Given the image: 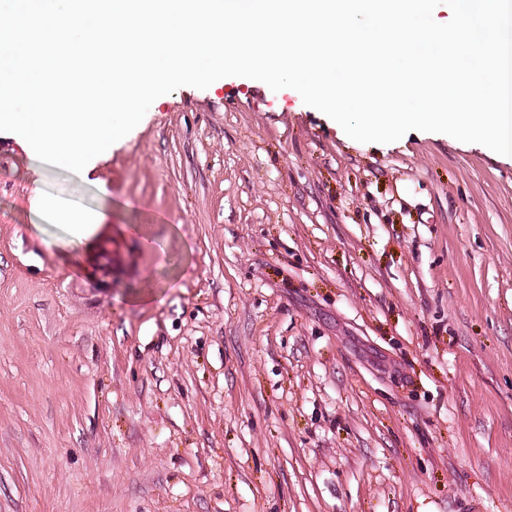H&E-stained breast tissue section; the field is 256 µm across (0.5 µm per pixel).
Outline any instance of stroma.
Masks as SVG:
<instances>
[{"label": "stroma", "mask_w": 512, "mask_h": 512, "mask_svg": "<svg viewBox=\"0 0 512 512\" xmlns=\"http://www.w3.org/2000/svg\"><path fill=\"white\" fill-rule=\"evenodd\" d=\"M32 164L0 135V512H512L511 156L227 77Z\"/></svg>", "instance_id": "obj_1"}]
</instances>
